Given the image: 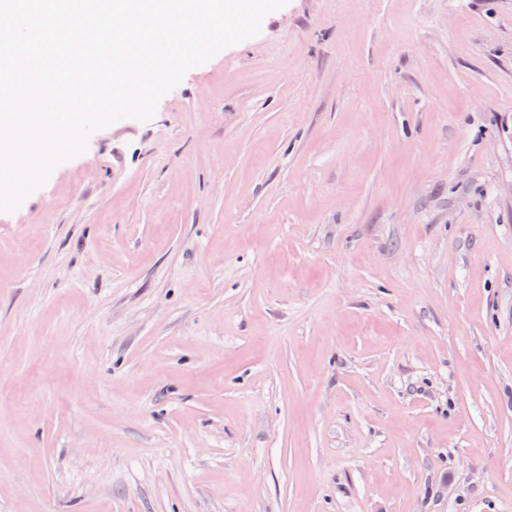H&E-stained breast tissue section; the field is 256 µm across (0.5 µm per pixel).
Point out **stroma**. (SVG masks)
<instances>
[{"instance_id": "obj_1", "label": "stroma", "mask_w": 512, "mask_h": 512, "mask_svg": "<svg viewBox=\"0 0 512 512\" xmlns=\"http://www.w3.org/2000/svg\"><path fill=\"white\" fill-rule=\"evenodd\" d=\"M0 512H512V0H290L0 213Z\"/></svg>"}]
</instances>
